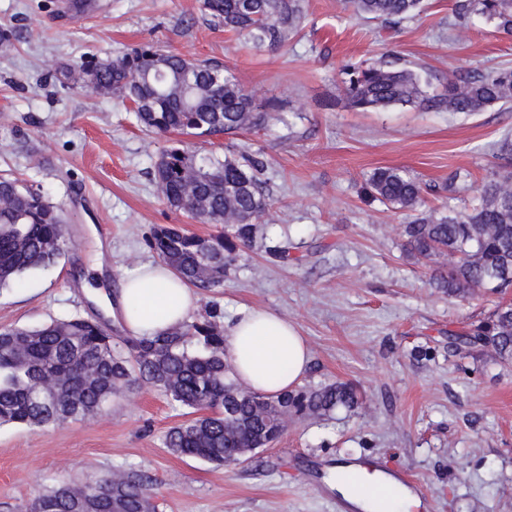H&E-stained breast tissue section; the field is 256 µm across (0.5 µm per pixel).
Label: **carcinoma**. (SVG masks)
Segmentation results:
<instances>
[{"instance_id":"cac0c4a2","label":"carcinoma","mask_w":512,"mask_h":512,"mask_svg":"<svg viewBox=\"0 0 512 512\" xmlns=\"http://www.w3.org/2000/svg\"><path fill=\"white\" fill-rule=\"evenodd\" d=\"M424 0H345L353 14L397 23L420 14ZM201 9L224 30L256 47H280L301 27L303 0H200ZM458 19L482 17L512 35V0H457ZM343 95L356 110L419 106L425 110L482 112L512 106V69L492 68L448 81L441 95H429L422 72L389 64L350 65ZM64 78L91 86L104 96L129 103L137 121L156 133L203 137L231 136L258 127L267 109L231 69L190 60L154 43H142L115 59L82 58ZM257 157L192 149L172 142L155 165L166 203L222 230L208 238L175 227H161L151 247L159 258L196 288L224 280L236 251L249 245L265 214L267 200L258 177ZM195 175L185 193L187 173ZM368 193L386 206L412 210L423 186L398 168L375 170ZM232 209L239 224L223 225ZM404 246L417 259L444 258L431 284L459 302L478 290L512 289V171L492 170L477 194L448 213L418 217L402 225ZM70 243L63 210L41 193L0 177V287H20L29 271L53 266ZM449 347L464 359L491 351L512 361V303L500 302L487 318L451 334ZM146 384L163 391L192 418L171 428L166 446L173 452L230 466L240 448H256L282 433L280 416H324L363 403L345 382L298 386L263 396L238 386L224 355V329L206 315L152 337L127 336L122 343L96 320L74 316L36 327L0 329V425L20 424L35 431L71 419L99 414L112 397ZM232 414L224 416L225 409ZM155 512L149 485L134 472L114 471L84 483L63 482L39 494L33 512Z\"/></svg>"}]
</instances>
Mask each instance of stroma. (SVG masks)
Returning <instances> with one entry per match:
<instances>
[{"instance_id":"stroma-1","label":"stroma","mask_w":512,"mask_h":512,"mask_svg":"<svg viewBox=\"0 0 512 512\" xmlns=\"http://www.w3.org/2000/svg\"><path fill=\"white\" fill-rule=\"evenodd\" d=\"M456 0H426L400 23L357 17L341 0H304L301 30L278 48L224 31L199 0H0V176L40 190L65 211L73 245L58 262L0 288V328L97 318L122 276L155 259L156 228L207 237L218 225L174 211L154 180L170 135L146 132L116 97L65 80L87 54L114 58L143 42L231 68L265 126L196 146L261 157L271 204L220 287L198 290L195 315L231 320L240 307L278 312L311 352L306 384L351 382L362 408L289 420L273 446L219 467L167 448L186 410L151 387L101 415L32 431L0 426V512H31L63 480L120 468L150 481L157 512H355L332 488L336 466L400 470L423 490L411 512H512V364L493 353L457 368L448 335L485 318L497 298L449 299L432 268L402 247L416 213L442 214L448 178L480 184L512 139V107L465 114L394 106L356 112L342 99L343 65L383 60L423 70L430 94L450 79L512 67V36L474 19L457 26ZM429 188L419 211H393L365 193L380 168ZM289 248L288 259L272 253ZM104 275L93 291L83 283Z\"/></svg>"}]
</instances>
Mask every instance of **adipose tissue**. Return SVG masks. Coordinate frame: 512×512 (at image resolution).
I'll return each instance as SVG.
<instances>
[{
  "label": "adipose tissue",
  "instance_id": "1",
  "mask_svg": "<svg viewBox=\"0 0 512 512\" xmlns=\"http://www.w3.org/2000/svg\"><path fill=\"white\" fill-rule=\"evenodd\" d=\"M195 288L161 261L140 264L123 277L116 300L118 320L131 334L152 336L188 322L196 307ZM224 349L235 377L245 388L274 395L295 388L311 357L296 326L278 313L246 308L227 324ZM350 482L334 486L359 512H373L376 499L391 503L390 512H410L416 502L394 479L379 470L348 464Z\"/></svg>",
  "mask_w": 512,
  "mask_h": 512
}]
</instances>
